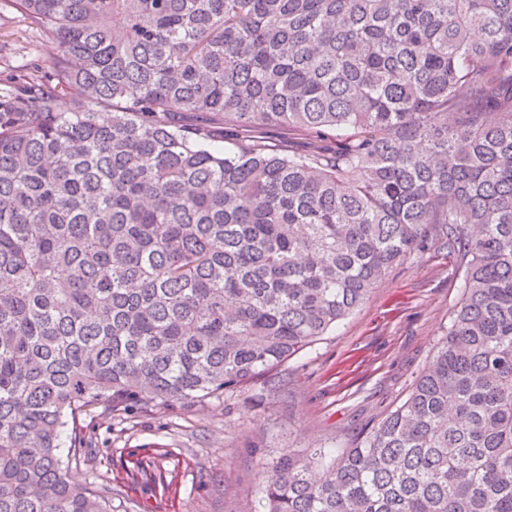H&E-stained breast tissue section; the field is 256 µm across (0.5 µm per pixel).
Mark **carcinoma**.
Segmentation results:
<instances>
[{
	"instance_id": "1",
	"label": "carcinoma",
	"mask_w": 512,
	"mask_h": 512,
	"mask_svg": "<svg viewBox=\"0 0 512 512\" xmlns=\"http://www.w3.org/2000/svg\"><path fill=\"white\" fill-rule=\"evenodd\" d=\"M8 2L56 53L0 89V512H112L86 408L218 398L439 241L428 367L258 512H512V0Z\"/></svg>"
}]
</instances>
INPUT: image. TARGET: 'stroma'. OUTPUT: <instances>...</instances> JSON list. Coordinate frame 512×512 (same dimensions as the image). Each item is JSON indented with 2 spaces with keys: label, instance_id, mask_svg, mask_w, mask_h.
<instances>
[{
  "label": "stroma",
  "instance_id": "1",
  "mask_svg": "<svg viewBox=\"0 0 512 512\" xmlns=\"http://www.w3.org/2000/svg\"><path fill=\"white\" fill-rule=\"evenodd\" d=\"M48 31L0 5V84L47 74ZM444 245L412 255L335 329L282 366L196 403L101 405L80 418L70 480L112 494V512H257L258 472L284 450L350 447L400 405L461 298Z\"/></svg>",
  "mask_w": 512,
  "mask_h": 512
}]
</instances>
